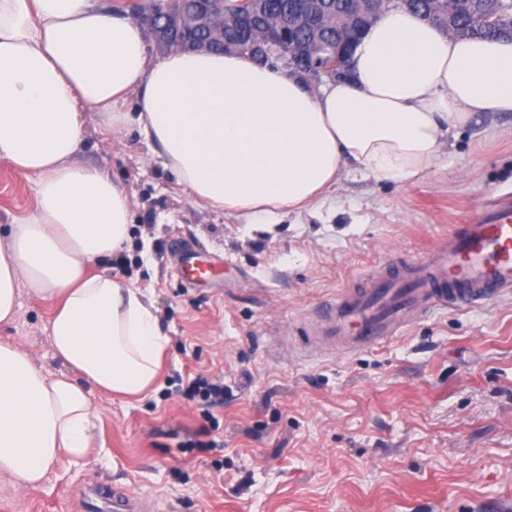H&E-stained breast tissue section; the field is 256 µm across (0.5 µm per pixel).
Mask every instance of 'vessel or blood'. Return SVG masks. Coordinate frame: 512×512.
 Listing matches in <instances>:
<instances>
[{"mask_svg":"<svg viewBox=\"0 0 512 512\" xmlns=\"http://www.w3.org/2000/svg\"><path fill=\"white\" fill-rule=\"evenodd\" d=\"M371 287L348 290L327 312V332L340 343H381L410 313L435 305H471L512 288V197H498L460 226L446 253L422 257L396 273H378ZM112 512H144L125 490L94 485L86 506Z\"/></svg>","mask_w":512,"mask_h":512,"instance_id":"1","label":"vessel or blood"}]
</instances>
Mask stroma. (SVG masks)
<instances>
[{
  "label": "stroma",
  "instance_id": "obj_1",
  "mask_svg": "<svg viewBox=\"0 0 512 512\" xmlns=\"http://www.w3.org/2000/svg\"><path fill=\"white\" fill-rule=\"evenodd\" d=\"M130 125L87 121L76 162L134 202L126 252L103 261L149 289L169 343L155 385L95 395L94 450L0 512H82L109 482L157 512H512V289L425 306L374 346L317 343L322 312L367 275L447 251L458 224L512 196V115H476L422 175H345L312 206L239 216L193 201ZM36 177L0 161V226L34 211ZM193 252L215 268L190 281ZM0 342L63 372L48 304L22 297ZM223 383L202 407L189 380Z\"/></svg>",
  "mask_w": 512,
  "mask_h": 512
}]
</instances>
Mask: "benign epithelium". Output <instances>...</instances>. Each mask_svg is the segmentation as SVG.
<instances>
[{
	"instance_id": "benign-epithelium-1",
	"label": "benign epithelium",
	"mask_w": 512,
	"mask_h": 512,
	"mask_svg": "<svg viewBox=\"0 0 512 512\" xmlns=\"http://www.w3.org/2000/svg\"><path fill=\"white\" fill-rule=\"evenodd\" d=\"M199 6L191 9L189 18L181 15L183 0H158L146 14L137 17L150 26L160 45L168 49V34L179 38L177 49L200 51L208 44L193 35L195 20L213 24L219 11L221 0H196ZM246 8L230 18L235 31V39L228 49L243 55L258 56L268 60H286L288 71L316 80L326 76L331 80L343 78L347 74V57L350 51L348 35H343L338 43L312 47L296 41L291 29L318 22L320 15L314 13L305 0L294 3L289 28L267 27L258 31L251 22L252 13L257 9L256 0H245ZM381 0H351L353 5L352 24L361 28L379 19ZM472 12L485 24L496 25L503 20V13L512 8V0H468Z\"/></svg>"
}]
</instances>
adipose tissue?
Instances as JSON below:
<instances>
[{"label":"adipose tissue","instance_id":"1","mask_svg":"<svg viewBox=\"0 0 512 512\" xmlns=\"http://www.w3.org/2000/svg\"><path fill=\"white\" fill-rule=\"evenodd\" d=\"M350 68L315 90L236 53L153 63L141 26L95 0H0V161L39 178L35 210L0 233V324L17 321L21 296L49 303L65 367L45 372L0 343V476L16 491L43 483L61 457L86 458L93 392L148 390L168 341L145 289L91 271L125 251L132 202L74 163L86 121L137 122L180 186L233 215L305 207L347 170L418 177L474 114L512 113L510 39L457 38L389 12Z\"/></svg>","mask_w":512,"mask_h":512}]
</instances>
